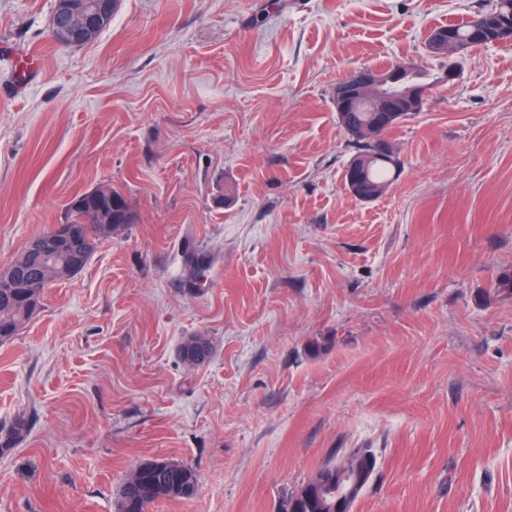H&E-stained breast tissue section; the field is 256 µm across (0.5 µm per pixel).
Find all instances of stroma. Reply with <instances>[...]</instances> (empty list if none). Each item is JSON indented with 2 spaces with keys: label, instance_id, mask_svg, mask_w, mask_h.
I'll list each match as a JSON object with an SVG mask.
<instances>
[{
  "label": "stroma",
  "instance_id": "stroma-1",
  "mask_svg": "<svg viewBox=\"0 0 512 512\" xmlns=\"http://www.w3.org/2000/svg\"><path fill=\"white\" fill-rule=\"evenodd\" d=\"M488 3L121 0L64 47L0 0V268L74 196L134 214L0 346V512H116L155 457L199 487L150 512H275L339 448L378 457L352 512H512V42L456 54L376 200L333 104ZM211 353L209 341L202 336H190L181 345L180 354L183 360L195 365L204 363Z\"/></svg>",
  "mask_w": 512,
  "mask_h": 512
}]
</instances>
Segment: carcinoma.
<instances>
[{
    "mask_svg": "<svg viewBox=\"0 0 512 512\" xmlns=\"http://www.w3.org/2000/svg\"><path fill=\"white\" fill-rule=\"evenodd\" d=\"M484 19L497 25L512 23V0H491V5L478 10L462 24H450L455 39L464 47L479 45L475 20ZM401 171L399 158L374 160L363 170L364 181L369 185L391 186ZM133 222V213L124 195L110 188H101L76 196L68 207V223L75 227L79 244L83 248L81 260L75 262L60 252L48 258L54 264L55 275L71 278L88 263L97 241L117 228ZM28 264L27 252L8 267L0 269V345L10 342L19 334L25 323L41 305L43 289L33 287L34 280L23 276ZM211 353L209 341L202 336H190L181 345L183 360L195 365L204 363ZM27 422L17 417L10 428L0 432V454L14 448L16 440L25 432ZM352 467L359 464L362 484L355 492L359 497L371 484L379 470L376 454L369 448H354L343 457ZM353 478L336 485L332 477L324 482L305 483L289 494L282 502L280 512H336V502L346 499ZM199 483L197 471L186 464L166 458L150 460L140 475H131L117 492L118 512H148L155 502L164 499H188L195 495Z\"/></svg>",
    "mask_w": 512,
    "mask_h": 512,
    "instance_id": "carcinoma-1",
    "label": "carcinoma"
}]
</instances>
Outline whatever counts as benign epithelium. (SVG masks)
<instances>
[{
  "label": "benign epithelium",
  "mask_w": 512,
  "mask_h": 512,
  "mask_svg": "<svg viewBox=\"0 0 512 512\" xmlns=\"http://www.w3.org/2000/svg\"><path fill=\"white\" fill-rule=\"evenodd\" d=\"M60 14L55 16L51 25V37L61 46H78L108 24L112 18V0H97L90 3L88 0H59ZM460 46L454 40L451 32L439 30L434 33L430 43V51L435 56L446 58ZM416 69L412 62L403 63L393 67L385 74L378 69L359 70L353 76L336 86L334 98L337 108L338 121L346 124L348 112L352 111L355 102L363 99L364 95L372 94L375 103L370 124L362 127L361 133L371 142L375 159H387L395 154V150L383 132V128L394 116L401 112H409L420 107L426 89L420 84H412L406 90L398 91L395 82L402 76L410 74ZM362 163L360 158L354 156L347 164L349 171L350 193L360 201H370L380 198L383 190L368 191L363 185V176L360 173ZM49 245L40 243L30 254V263L33 267L45 270V276H50L52 269L45 268L49 257Z\"/></svg>",
  "instance_id": "obj_1"
}]
</instances>
